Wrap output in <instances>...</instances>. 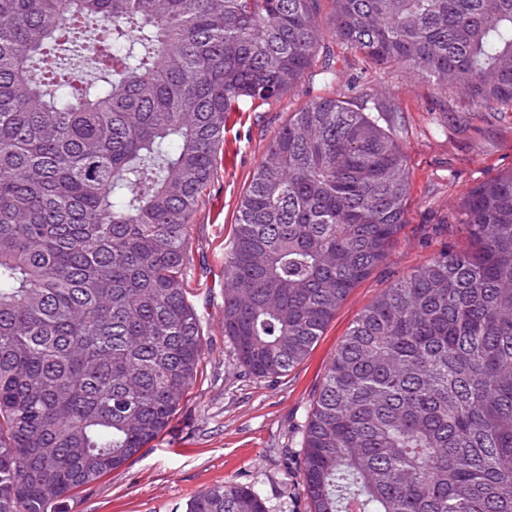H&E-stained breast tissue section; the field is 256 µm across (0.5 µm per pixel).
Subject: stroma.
<instances>
[{
  "instance_id": "1",
  "label": "stroma",
  "mask_w": 512,
  "mask_h": 512,
  "mask_svg": "<svg viewBox=\"0 0 512 512\" xmlns=\"http://www.w3.org/2000/svg\"><path fill=\"white\" fill-rule=\"evenodd\" d=\"M325 45L336 77L307 74L262 106L243 102L224 126V146L190 219L188 298L206 340L197 376L166 431L66 503L67 512H186L200 492L249 485L270 512H309L294 462L327 365L358 315L386 288L441 252L467 245L455 220L467 193L512 169V112H476L404 67L384 68L333 38ZM360 90L390 105L410 173L408 222L386 261L354 288L306 358L286 374L257 378L237 364L224 337V257L238 201L269 142L291 112L320 96Z\"/></svg>"
}]
</instances>
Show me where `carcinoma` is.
I'll use <instances>...</instances> for the list:
<instances>
[{
  "mask_svg": "<svg viewBox=\"0 0 512 512\" xmlns=\"http://www.w3.org/2000/svg\"><path fill=\"white\" fill-rule=\"evenodd\" d=\"M323 0H0V512H61L161 435L205 352L189 221L228 113L320 67ZM336 40L476 112H512V0H328ZM387 104L291 113L240 198L224 337L300 364L407 224ZM471 246L349 327L297 461L310 512H512V169L472 190ZM187 512H269L249 486Z\"/></svg>",
  "mask_w": 512,
  "mask_h": 512,
  "instance_id": "cac0c4a2",
  "label": "carcinoma"
}]
</instances>
